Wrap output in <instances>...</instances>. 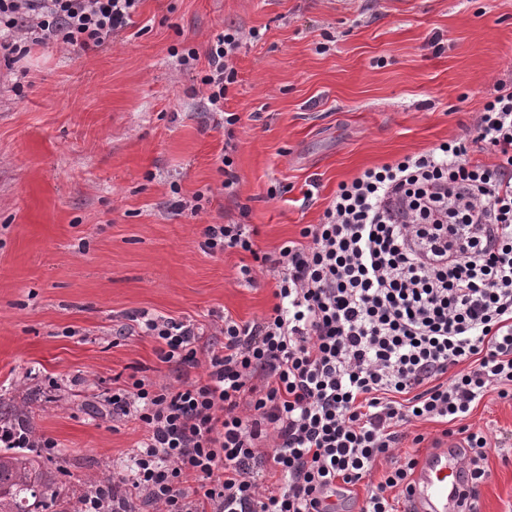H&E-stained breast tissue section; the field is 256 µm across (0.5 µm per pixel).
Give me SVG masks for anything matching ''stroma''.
I'll use <instances>...</instances> for the list:
<instances>
[{
    "label": "stroma",
    "instance_id": "obj_1",
    "mask_svg": "<svg viewBox=\"0 0 512 512\" xmlns=\"http://www.w3.org/2000/svg\"><path fill=\"white\" fill-rule=\"evenodd\" d=\"M230 24L262 38L224 102L240 117L225 194V129L199 79ZM189 48L194 70L172 55ZM500 80L512 0H141L110 49L36 46L0 71V416L19 406L57 441L55 512L119 476L141 436L110 413L113 377L177 382L136 315L195 323L202 360L222 317L271 313L272 274L246 283L252 256L205 253V225H250L277 252L339 183L467 136ZM206 190L198 216L174 211ZM467 422L510 431L512 405L488 394ZM484 466L479 512H512V447Z\"/></svg>",
    "mask_w": 512,
    "mask_h": 512
}]
</instances>
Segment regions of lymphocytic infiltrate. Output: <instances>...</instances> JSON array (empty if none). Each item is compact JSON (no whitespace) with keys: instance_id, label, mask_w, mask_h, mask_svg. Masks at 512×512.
<instances>
[{"instance_id":"lymphocytic-infiltrate-1","label":"lymphocytic infiltrate","mask_w":512,"mask_h":512,"mask_svg":"<svg viewBox=\"0 0 512 512\" xmlns=\"http://www.w3.org/2000/svg\"><path fill=\"white\" fill-rule=\"evenodd\" d=\"M139 2L0 0V61L34 45L108 49ZM259 38L231 25L209 50L201 92L227 125L238 122L224 111L233 59ZM473 131L340 183L321 223L261 256L277 303L258 320L225 319L205 376L190 375L194 323L143 317L180 384L132 375L113 388V418L143 435L123 498L92 491L75 512H344L356 499L359 512H394L388 492L408 491L416 458L370 478L405 440L423 442L410 431L423 421L461 435L478 488L487 448L512 442L466 423L488 393L512 402V82L495 84ZM203 237L210 254L254 250L243 224Z\"/></svg>"}]
</instances>
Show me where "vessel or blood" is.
<instances>
[{"label": "vessel or blood", "mask_w": 512, "mask_h": 512, "mask_svg": "<svg viewBox=\"0 0 512 512\" xmlns=\"http://www.w3.org/2000/svg\"><path fill=\"white\" fill-rule=\"evenodd\" d=\"M411 483L415 512H461L469 486L466 463L457 447L433 450L418 462Z\"/></svg>", "instance_id": "obj_1"}]
</instances>
